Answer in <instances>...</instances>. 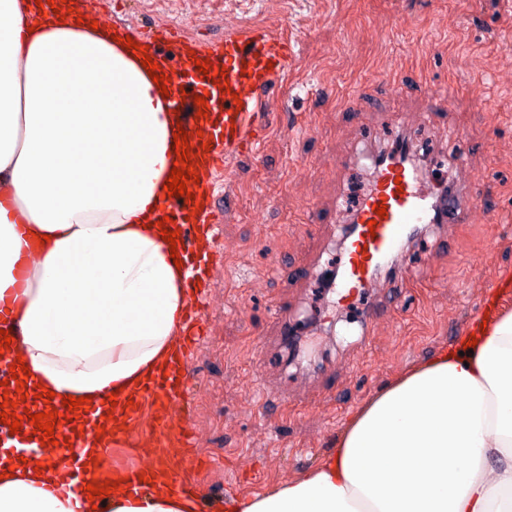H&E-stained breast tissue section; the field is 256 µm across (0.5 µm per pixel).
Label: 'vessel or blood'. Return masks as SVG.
I'll list each match as a JSON object with an SVG mask.
<instances>
[{
  "label": "vessel or blood",
  "instance_id": "obj_1",
  "mask_svg": "<svg viewBox=\"0 0 512 512\" xmlns=\"http://www.w3.org/2000/svg\"><path fill=\"white\" fill-rule=\"evenodd\" d=\"M146 43L152 61L170 78L168 109L188 131L191 152L196 155L197 182L191 183L194 201L169 197L160 213L170 223L182 227V247L186 255L187 286L195 303L189 304L182 321V340L172 352L160 374L154 375L131 397H119L114 411L99 407L80 413L78 419L55 425L54 437L65 452L67 469L77 484L97 479L96 471L86 467L87 458L106 461L113 446L135 447L138 437L128 428L130 421L144 417L149 425L148 442L158 447L183 449L179 479L191 477L196 468L189 449L194 445V424L186 405L197 383L190 364L201 343L205 315L198 299L204 298L213 278L212 256L220 248L224 211L218 205L219 175L231 168L239 156L255 152L268 127L265 95L297 57L296 40L274 37L260 27L225 30L223 40L195 49L173 33L148 36ZM208 63L207 72L196 69L197 61ZM225 71L228 88L214 83L212 74ZM206 99L207 115L198 117L195 97ZM211 150H203V142ZM371 185L360 197L350 215L351 232L342 245L336 284L347 294H365L378 270L390 269L404 256L405 246L423 225L445 223L447 216L467 223L475 209V194L470 187L447 197L425 189L426 175L415 164L410 152H395L374 159ZM201 210H194V203ZM385 217H378L379 208ZM17 361L16 351L0 354V380H7L10 400L16 401V414L43 412V405L31 397L20 399L10 369ZM113 414L112 426H105L106 414ZM0 446L12 449L14 456L29 457L42 448L40 434L30 422H23L18 433L0 424ZM147 465L129 457L124 466L125 486L138 495L149 491Z\"/></svg>",
  "mask_w": 512,
  "mask_h": 512
}]
</instances>
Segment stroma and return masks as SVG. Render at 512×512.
<instances>
[{
    "label": "stroma",
    "instance_id": "1",
    "mask_svg": "<svg viewBox=\"0 0 512 512\" xmlns=\"http://www.w3.org/2000/svg\"><path fill=\"white\" fill-rule=\"evenodd\" d=\"M135 34L175 24L209 42L225 29L265 26L299 42L269 95L275 117L260 152L227 179L223 253L205 299L208 334L193 356L200 488L211 502L265 491L315 466L349 416L398 371L452 342L468 311L512 269V0H84ZM408 87L400 96L385 85ZM446 93L448 106L434 98ZM428 136L451 180L474 186L471 223L427 225L408 244L421 292L398 274L361 304L301 278L337 261L357 155L398 133ZM312 317L288 362L278 306Z\"/></svg>",
    "mask_w": 512,
    "mask_h": 512
}]
</instances>
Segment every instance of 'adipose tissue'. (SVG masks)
I'll return each mask as SVG.
<instances>
[{
	"instance_id": "ef3b65f1",
	"label": "adipose tissue",
	"mask_w": 512,
	"mask_h": 512,
	"mask_svg": "<svg viewBox=\"0 0 512 512\" xmlns=\"http://www.w3.org/2000/svg\"><path fill=\"white\" fill-rule=\"evenodd\" d=\"M91 20L0 0V324L32 382L98 406L164 363L187 295L154 225L173 115L138 54ZM149 454L163 460L150 493L95 499L56 464L1 459L0 512H201L172 449ZM224 512H512V312L491 296L486 320L365 400L316 467Z\"/></svg>"
}]
</instances>
